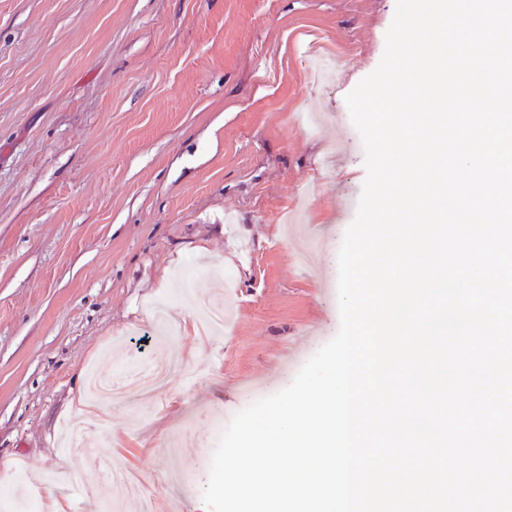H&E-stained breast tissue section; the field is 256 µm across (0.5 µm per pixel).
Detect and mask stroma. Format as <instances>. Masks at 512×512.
I'll list each match as a JSON object with an SVG mask.
<instances>
[{"label": "stroma", "mask_w": 512, "mask_h": 512, "mask_svg": "<svg viewBox=\"0 0 512 512\" xmlns=\"http://www.w3.org/2000/svg\"><path fill=\"white\" fill-rule=\"evenodd\" d=\"M396 0H0V512H209L213 452L339 330L366 178L345 97ZM222 299L231 335L199 332ZM169 308L192 379L133 402Z\"/></svg>", "instance_id": "35a3bbf8"}]
</instances>
